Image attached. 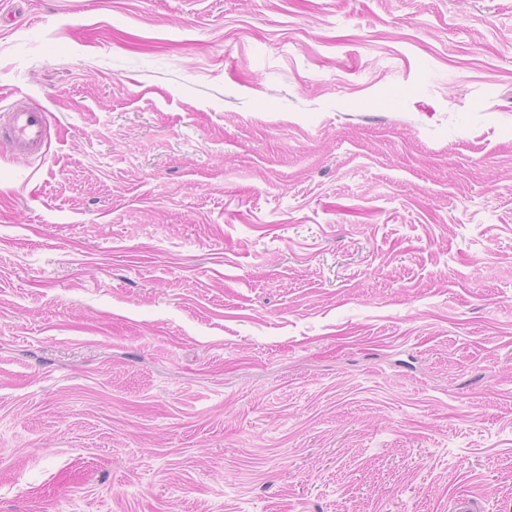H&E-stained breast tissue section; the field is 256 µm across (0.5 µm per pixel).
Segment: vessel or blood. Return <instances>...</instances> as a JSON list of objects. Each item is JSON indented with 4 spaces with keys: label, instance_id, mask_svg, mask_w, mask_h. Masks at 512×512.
Masks as SVG:
<instances>
[{
    "label": "vessel or blood",
    "instance_id": "1",
    "mask_svg": "<svg viewBox=\"0 0 512 512\" xmlns=\"http://www.w3.org/2000/svg\"><path fill=\"white\" fill-rule=\"evenodd\" d=\"M48 130V114L44 109L14 108L0 122V145L22 155L38 156L46 151Z\"/></svg>",
    "mask_w": 512,
    "mask_h": 512
}]
</instances>
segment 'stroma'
Masks as SVG:
<instances>
[{
  "label": "stroma",
  "mask_w": 512,
  "mask_h": 512,
  "mask_svg": "<svg viewBox=\"0 0 512 512\" xmlns=\"http://www.w3.org/2000/svg\"><path fill=\"white\" fill-rule=\"evenodd\" d=\"M0 512H512V0H0ZM47 112L39 107H19L9 110L0 123V144L27 155H43L48 143Z\"/></svg>",
  "instance_id": "1"
}]
</instances>
